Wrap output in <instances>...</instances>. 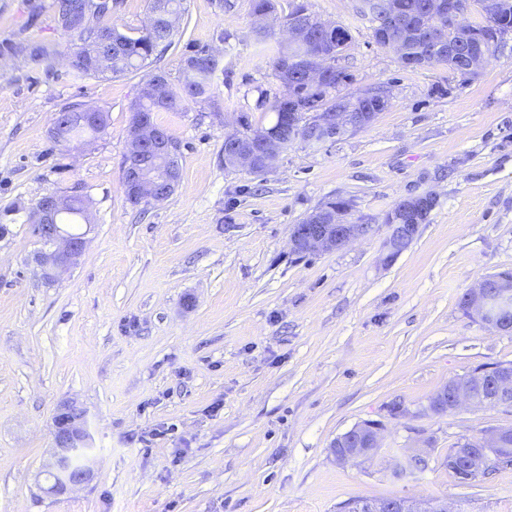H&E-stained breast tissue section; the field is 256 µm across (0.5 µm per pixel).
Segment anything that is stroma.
<instances>
[{
  "label": "stroma",
  "mask_w": 512,
  "mask_h": 512,
  "mask_svg": "<svg viewBox=\"0 0 512 512\" xmlns=\"http://www.w3.org/2000/svg\"><path fill=\"white\" fill-rule=\"evenodd\" d=\"M306 4L349 29L351 91L385 86L389 109L340 140L291 143L264 175L226 167L240 116L270 121L256 100L276 85L272 56L250 0H183L160 68L178 78L196 43L224 70L213 102L159 113L181 179L134 206L121 162L142 73L74 77L51 9L33 23L27 0H0V43L59 50L49 67L0 58V512H339L355 497L512 512V468L464 485L444 464L461 438L512 427V407L428 408L450 379L512 361V332L461 306L512 268V42L469 78L406 68L351 0ZM72 103L103 108L109 126L65 151L48 131ZM51 192L86 195L92 229L49 284L28 210ZM424 193L436 197L426 224L386 261L384 213ZM335 197L369 232L297 258L293 224ZM65 402L85 414L96 465L52 495L42 470ZM365 421L382 424L383 453L337 463L336 438ZM390 448L426 450L427 468L395 476Z\"/></svg>",
  "instance_id": "1"
}]
</instances>
